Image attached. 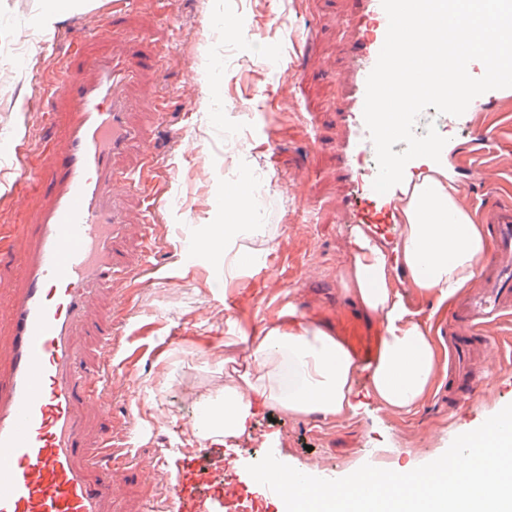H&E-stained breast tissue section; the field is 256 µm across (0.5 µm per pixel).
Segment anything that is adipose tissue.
<instances>
[{"label": "adipose tissue", "mask_w": 512, "mask_h": 512, "mask_svg": "<svg viewBox=\"0 0 512 512\" xmlns=\"http://www.w3.org/2000/svg\"><path fill=\"white\" fill-rule=\"evenodd\" d=\"M395 256L363 235L349 246L341 278L376 322L369 352L291 311L252 337L243 363L224 372V396L209 403V438L240 435L255 412L277 405L292 416L343 418L356 377L384 409L415 411L434 388L442 353L418 312L406 307L400 277L424 299L447 306L477 276L488 249L458 184L444 166L405 172Z\"/></svg>", "instance_id": "ef3b65f1"}]
</instances>
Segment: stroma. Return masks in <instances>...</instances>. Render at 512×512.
I'll return each mask as SVG.
<instances>
[{
  "instance_id": "obj_1",
  "label": "stroma",
  "mask_w": 512,
  "mask_h": 512,
  "mask_svg": "<svg viewBox=\"0 0 512 512\" xmlns=\"http://www.w3.org/2000/svg\"><path fill=\"white\" fill-rule=\"evenodd\" d=\"M43 0H0V225L18 228L14 245L32 246L29 226L52 202L49 182L26 190L20 167L44 164V147L58 145L69 115L61 89L88 80V56H124L139 71L126 90L132 124L152 135L118 158L141 168L123 196L125 233L113 244L129 265L126 278L96 289L76 347L87 364L110 361L114 388L85 413L86 443L104 421L125 423L139 402L133 442L143 458L174 467L215 442L198 436L194 421L206 400L224 389L221 360H241L238 334L294 310L320 327L354 334L368 345L372 328L346 293L341 270L349 243L339 224L349 192L340 156L344 103L337 84L349 70L352 0H83L53 33L37 29ZM113 21L111 35L97 34ZM280 49L275 69L263 59ZM160 58L156 67L144 56ZM505 117L481 116L493 139L496 173L463 202L471 213L512 198V103ZM53 113V125L41 122ZM249 174L247 208L268 225L274 249L234 276L205 257L204 239L217 222L215 204L241 174ZM155 204V234L144 238L141 214ZM188 245L199 259L181 263ZM121 346L105 357V331ZM492 359H477L481 389L462 399L455 362L443 356L440 382L417 411L381 408L356 387L346 418L294 417L259 409L246 433L225 438L239 469L267 453L305 474L338 479L364 464L401 472L443 454L453 439L512 404V320L493 343ZM114 512H150L154 485L121 474L112 489Z\"/></svg>"
}]
</instances>
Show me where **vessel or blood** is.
Segmentation results:
<instances>
[{"mask_svg": "<svg viewBox=\"0 0 512 512\" xmlns=\"http://www.w3.org/2000/svg\"><path fill=\"white\" fill-rule=\"evenodd\" d=\"M354 8L341 144L351 192L342 221L385 236L399 221L403 194L397 186L383 194L373 188L378 166L363 107L388 17L381 0H354ZM84 65L92 78L66 87L74 121L63 149L47 158L52 204L32 227L33 252L17 260L24 286L18 294L0 295L12 332L9 372L0 378V512H112V466L118 462L161 484L164 512H215L216 501L203 490L206 475H221L223 503L242 499L240 476L221 449L185 458L171 476L161 464L140 460L129 440L112 433H104L96 447L85 444L81 413L95 405L104 371L80 368L74 333L87 315L91 289L120 279L113 243L126 219L118 187L135 181L136 174L117 170L113 159L146 135L127 117L124 90L135 73L126 59L89 57ZM511 98L512 90L495 89L473 99L461 116L440 115V126H458L469 136L470 179L486 171L481 157L491 140L478 114L499 111ZM480 220L492 239L493 274L459 307L448 339L456 357L468 356L471 336L512 314V201L482 208Z\"/></svg>", "mask_w": 512, "mask_h": 512, "instance_id": "obj_1", "label": "vessel or blood"}]
</instances>
